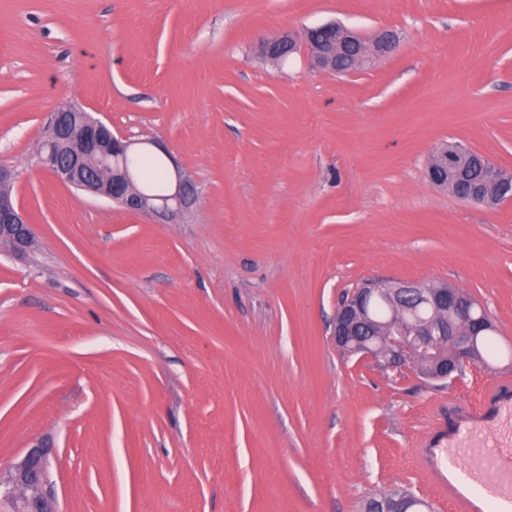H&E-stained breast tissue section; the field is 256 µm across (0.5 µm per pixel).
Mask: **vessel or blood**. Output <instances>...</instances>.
<instances>
[{
  "label": "vessel or blood",
  "mask_w": 512,
  "mask_h": 512,
  "mask_svg": "<svg viewBox=\"0 0 512 512\" xmlns=\"http://www.w3.org/2000/svg\"><path fill=\"white\" fill-rule=\"evenodd\" d=\"M416 455L449 512H512V376L457 405Z\"/></svg>",
  "instance_id": "1"
}]
</instances>
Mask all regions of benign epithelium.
<instances>
[{"mask_svg":"<svg viewBox=\"0 0 512 512\" xmlns=\"http://www.w3.org/2000/svg\"><path fill=\"white\" fill-rule=\"evenodd\" d=\"M326 27L336 31V48L315 45L310 34L303 32L302 41L290 35L273 36L261 43V52L281 59L306 48L310 66L317 70L336 72L340 60L346 58L357 67L393 52L398 36L391 29L379 31L373 40L366 41L355 31L335 23ZM73 104L60 106L51 116L48 134L55 140L75 145L65 159L48 153L39 158L40 165L65 185L118 204L124 210L150 217L160 224H175L196 202L194 185L183 170L172 163L174 181L163 195L149 194L138 188L127 159L140 151L136 143L112 133V126L100 119L84 116L79 124L65 120L68 112H78ZM471 150L455 143H445L435 152L427 169L428 179L437 186H448V176H458L466 168ZM512 197V174L492 162L487 163L482 181L467 197L471 204L493 207ZM0 242L22 252L32 243L31 224L10 192H0ZM397 298L408 288H419L422 299L433 312L427 321L409 329L394 328L385 342L359 340L356 329L370 323L367 304L377 288L359 289L336 310L332 337L336 348L349 350L359 359L375 366L401 372L425 359L431 363L426 377L445 383L465 364L481 365L483 358L476 345L480 333L495 330L492 321L480 316L461 327L456 317L469 310L476 300L446 284L429 286L422 282L400 281L385 284ZM447 336L452 345L448 357L435 350L433 339ZM53 446L40 439L31 444L25 454L6 471L0 470V500L11 504L12 512H55L54 495L49 483L50 457Z\"/></svg>","mask_w":512,"mask_h":512,"instance_id":"benign-epithelium-1","label":"benign epithelium"}]
</instances>
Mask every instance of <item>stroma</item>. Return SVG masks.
<instances>
[{
	"instance_id": "obj_1",
	"label": "stroma",
	"mask_w": 512,
	"mask_h": 512,
	"mask_svg": "<svg viewBox=\"0 0 512 512\" xmlns=\"http://www.w3.org/2000/svg\"><path fill=\"white\" fill-rule=\"evenodd\" d=\"M332 21L398 51L346 73L265 37ZM77 103L163 143L199 194L155 224L37 150ZM452 142L512 171V0H0V166L33 246H0V468L53 439L59 512H363L512 375V201L430 183ZM368 279L446 282L492 318L493 368L431 384L332 341Z\"/></svg>"
}]
</instances>
